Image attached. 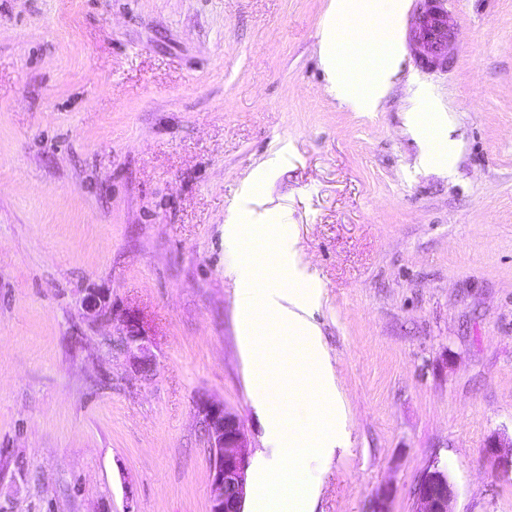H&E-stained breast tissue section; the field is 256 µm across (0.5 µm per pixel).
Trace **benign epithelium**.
Masks as SVG:
<instances>
[{
  "mask_svg": "<svg viewBox=\"0 0 512 512\" xmlns=\"http://www.w3.org/2000/svg\"><path fill=\"white\" fill-rule=\"evenodd\" d=\"M81 308L94 325L108 324L120 316L123 332L112 340L113 351L125 357L139 377L146 380L155 375L157 363L150 336L138 314L129 310L116 313L108 294L99 290L89 291ZM196 412L210 460V512H244L248 467L244 425L224 403L208 397L197 400ZM456 496L454 483L436 466L423 475L416 488L414 512H451Z\"/></svg>",
  "mask_w": 512,
  "mask_h": 512,
  "instance_id": "1",
  "label": "benign epithelium"
}]
</instances>
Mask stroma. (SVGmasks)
Wrapping results in <instances>:
<instances>
[{"instance_id":"1","label":"stroma","mask_w":512,"mask_h":512,"mask_svg":"<svg viewBox=\"0 0 512 512\" xmlns=\"http://www.w3.org/2000/svg\"><path fill=\"white\" fill-rule=\"evenodd\" d=\"M435 4L452 36L428 73L407 16ZM327 5L0 0V512H209L203 395L275 456L233 213L292 227L321 294L349 445L311 463L313 512H413L434 464L452 512H512L484 454L512 438V0H399L369 112L321 65ZM92 288L143 318L151 380L84 317Z\"/></svg>"}]
</instances>
